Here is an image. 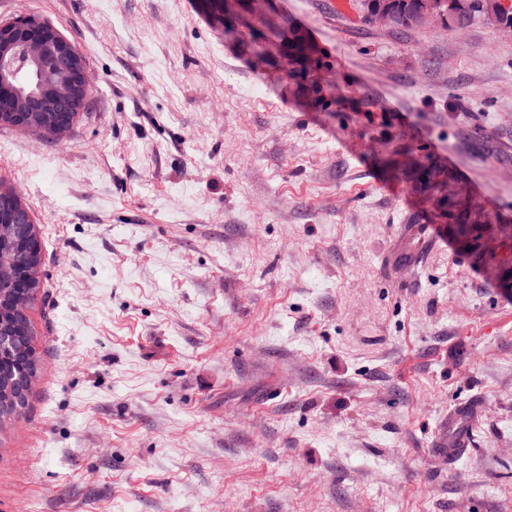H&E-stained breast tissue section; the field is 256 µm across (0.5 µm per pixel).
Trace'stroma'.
<instances>
[{
	"instance_id": "35a3bbf8",
	"label": "stroma",
	"mask_w": 512,
	"mask_h": 512,
	"mask_svg": "<svg viewBox=\"0 0 512 512\" xmlns=\"http://www.w3.org/2000/svg\"><path fill=\"white\" fill-rule=\"evenodd\" d=\"M358 2L0 0L92 86L0 125L43 259L0 512H512V34ZM282 18L309 77L255 61ZM415 1L416 0H364L362 3L364 19L366 22L371 21L372 23H379L391 28L393 26L394 16L390 9L381 8L369 15L372 6L381 3H388L396 14V23L394 28H417L411 23L410 20V13ZM471 417L469 408H457L448 413V435L441 438L439 452L451 461L467 450L468 426Z\"/></svg>"
}]
</instances>
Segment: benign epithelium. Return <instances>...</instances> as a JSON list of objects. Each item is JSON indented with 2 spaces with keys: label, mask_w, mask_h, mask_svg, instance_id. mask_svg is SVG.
<instances>
[{
  "label": "benign epithelium",
  "mask_w": 512,
  "mask_h": 512,
  "mask_svg": "<svg viewBox=\"0 0 512 512\" xmlns=\"http://www.w3.org/2000/svg\"><path fill=\"white\" fill-rule=\"evenodd\" d=\"M512 6V0H422L415 13V22L421 28L444 26L465 28L476 14L486 23L512 32V25L501 23V13ZM19 29L17 20L0 23V97L16 95L11 79L23 66L31 61L41 72L53 71L54 104L43 106L39 111L8 110L0 113V123L11 124L25 131L40 134L65 132L75 116L82 111L91 84L84 61L72 44L55 26L47 21L27 29L22 44L23 56H6L11 48L14 34ZM26 211L18 194L11 189H0V228L10 229L19 223L17 213ZM32 270L25 266L13 269L10 279L13 288V307L24 312L30 304V280Z\"/></svg>",
  "instance_id": "benign-epithelium-1"
}]
</instances>
